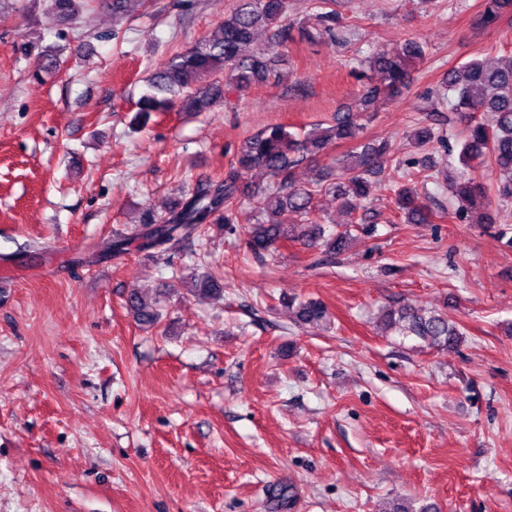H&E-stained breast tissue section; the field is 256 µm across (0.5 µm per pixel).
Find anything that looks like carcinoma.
Wrapping results in <instances>:
<instances>
[{
	"label": "carcinoma",
	"instance_id": "obj_1",
	"mask_svg": "<svg viewBox=\"0 0 512 512\" xmlns=\"http://www.w3.org/2000/svg\"><path fill=\"white\" fill-rule=\"evenodd\" d=\"M48 2L57 22L67 25L75 19L79 4L91 0ZM511 10L512 0H483L482 15L488 22L498 21ZM315 18L322 33L335 38L339 26L336 14L321 12ZM292 26L288 0H236L209 35L156 67L149 79V91L137 102L131 124L139 129L152 114L172 110L207 112L226 95L242 92L254 83L271 77L280 82L283 74L274 70L266 53L246 56L242 50L254 42L260 31L269 34L268 45H275ZM425 56L424 46L416 41H408L396 51L373 52L367 63L376 75V83L366 87L364 101H394L406 84L410 62L421 61ZM36 66L38 71L48 73L59 66V61L52 51L42 50L36 55ZM216 75L224 76V81L205 82ZM443 90L439 100L448 115L431 116L417 123L410 138L416 147L426 148L444 142L446 131L458 132L463 171L456 176L444 174L443 184L454 202V214L466 219L487 199L486 184L478 176L487 159L496 174V195L512 201V54L498 58L492 65L473 59L449 69ZM480 112L492 113L493 122L482 121ZM361 131L352 112L339 113L333 124H316L303 135L289 132L284 125L267 126L237 148L223 178L197 186L163 215L144 213L140 229L102 243L103 253L120 255L133 248L156 254L166 251L173 241H192L206 235L212 225L222 231L232 223L236 204L246 197L258 196L260 212L271 216V220L251 228L249 248L256 258L273 256L284 241L305 247L319 242L325 256L332 258L346 249L351 237L346 230L335 229L327 234L311 218L315 196L324 189L334 193L350 223L355 224L369 198L372 177L381 173L387 162V145L360 144ZM339 142L352 143L354 147L336 160V182L326 184L322 177L307 185L296 181L295 170L303 162ZM256 168L272 178L271 187L256 190L245 181V175ZM422 178L427 175L411 172L407 183L391 188L396 207L409 224H429L436 216L418 192ZM195 286L196 291L212 297L223 293V286L207 275L199 276ZM280 302L294 311L301 324L331 322L328 307L320 300L285 294ZM128 303L139 323L153 325L159 320L158 303H148L137 293L128 296ZM387 317L400 335L414 336L436 350L454 349L463 340V333L449 321L446 311H426L404 304L389 311Z\"/></svg>",
	"mask_w": 512,
	"mask_h": 512
}]
</instances>
